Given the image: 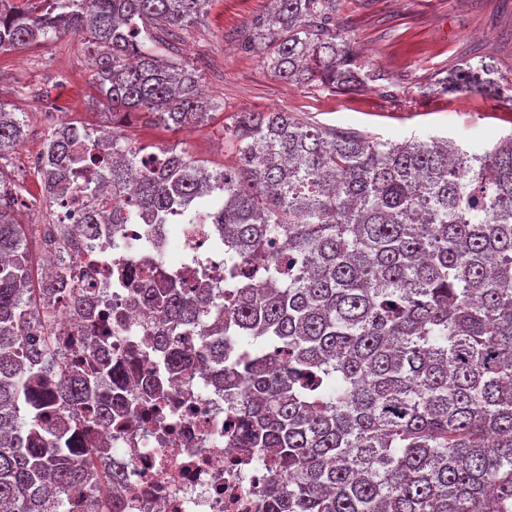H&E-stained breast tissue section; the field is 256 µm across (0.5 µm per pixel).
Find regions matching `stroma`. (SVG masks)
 Here are the masks:
<instances>
[{
  "instance_id": "obj_1",
  "label": "stroma",
  "mask_w": 512,
  "mask_h": 512,
  "mask_svg": "<svg viewBox=\"0 0 512 512\" xmlns=\"http://www.w3.org/2000/svg\"><path fill=\"white\" fill-rule=\"evenodd\" d=\"M268 0H210L194 26L177 34L180 56L193 65L206 97L219 105L205 126L172 131L130 117L123 128L144 145H178L208 160L232 164L223 126L239 112L279 110L381 139L444 136L473 149L512 134V102L494 96L448 94L439 79L464 61L486 62L512 81V0H338L337 19L348 30L379 81L355 94L278 80L257 53L244 47L250 21ZM92 55L74 36L0 53V101L24 111L27 134L0 163L24 196L40 193L30 159L42 149L49 124L102 125L91 82Z\"/></svg>"
}]
</instances>
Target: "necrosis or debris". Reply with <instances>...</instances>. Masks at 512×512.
<instances>
[{
	"mask_svg": "<svg viewBox=\"0 0 512 512\" xmlns=\"http://www.w3.org/2000/svg\"><path fill=\"white\" fill-rule=\"evenodd\" d=\"M71 185L76 200L64 222L78 239L91 207L112 195L96 174L72 177ZM121 240L118 248L104 239L79 249L76 262L89 279L93 313H112L113 410L142 394L148 378L160 386L162 407L78 430L72 446H109L97 463L124 479L112 496L113 512H260L261 489L283 471L272 458L238 447L227 426L235 407L214 387L210 367L196 363L185 378L169 379L147 344L153 307L145 291L156 287L161 262L173 263L190 286H198L204 269L220 286L221 256L203 247L193 224H129Z\"/></svg>",
	"mask_w": 512,
	"mask_h": 512,
	"instance_id": "obj_1",
	"label": "necrosis or debris"
}]
</instances>
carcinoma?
<instances>
[{
  "instance_id": "carcinoma-1",
  "label": "carcinoma",
  "mask_w": 512,
  "mask_h": 512,
  "mask_svg": "<svg viewBox=\"0 0 512 512\" xmlns=\"http://www.w3.org/2000/svg\"><path fill=\"white\" fill-rule=\"evenodd\" d=\"M210 0H0V53L81 38L96 57L104 106L175 131L214 119L198 76L163 35L197 23ZM246 43L280 80L353 93L378 79L336 21V0H271ZM466 61L445 89L503 95L512 84ZM0 104V160L26 135ZM57 124L44 134L41 199H22L0 166V512H100L101 448H73L93 416L112 418L109 368L64 360L59 301L88 311L68 252L69 230L40 231L21 208L55 214L75 165L110 168L99 221L129 224L182 206L183 222L217 217L224 273L258 263L263 285L151 288L162 320L153 344L186 371L183 336L237 402V441L269 455L288 478L261 492L265 512H512V134L482 153L443 137L401 142L303 121L240 112L224 125L234 162L211 169L175 146L115 139L114 126ZM51 250L39 271L35 246ZM111 317L88 322L105 346Z\"/></svg>"
}]
</instances>
